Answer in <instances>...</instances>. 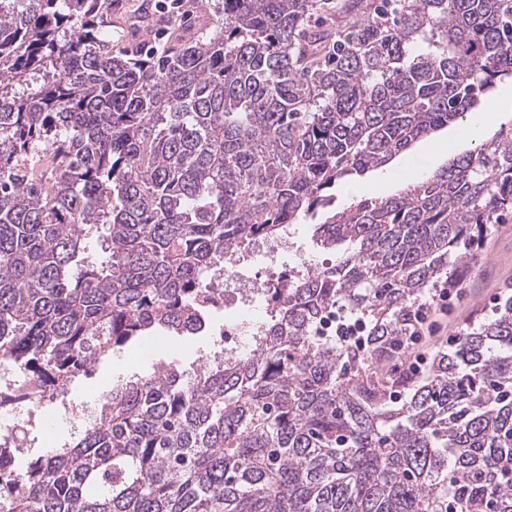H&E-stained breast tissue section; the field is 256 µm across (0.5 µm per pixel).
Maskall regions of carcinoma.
I'll return each mask as SVG.
<instances>
[{
	"label": "carcinoma",
	"instance_id": "cac0c4a2",
	"mask_svg": "<svg viewBox=\"0 0 512 512\" xmlns=\"http://www.w3.org/2000/svg\"><path fill=\"white\" fill-rule=\"evenodd\" d=\"M217 0L202 38L112 49L102 0H0V360L66 388L205 331L224 259L305 222L333 259L266 289L251 350L112 381L5 512H512V296L416 375L431 287L512 214V129L336 206L512 82V0ZM103 238L102 256H86ZM366 331L319 340L336 310Z\"/></svg>",
	"mask_w": 512,
	"mask_h": 512
}]
</instances>
